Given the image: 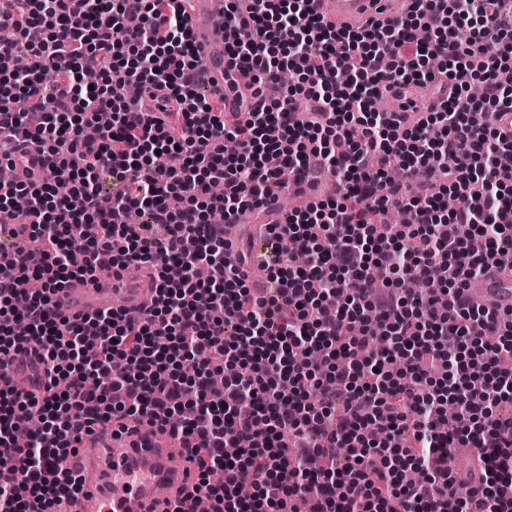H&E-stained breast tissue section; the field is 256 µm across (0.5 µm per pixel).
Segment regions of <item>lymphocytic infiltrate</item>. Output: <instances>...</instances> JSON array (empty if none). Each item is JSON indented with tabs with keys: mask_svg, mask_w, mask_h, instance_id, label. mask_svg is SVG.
Returning <instances> with one entry per match:
<instances>
[{
	"mask_svg": "<svg viewBox=\"0 0 512 512\" xmlns=\"http://www.w3.org/2000/svg\"><path fill=\"white\" fill-rule=\"evenodd\" d=\"M311 2L227 0L224 55L249 77L230 113L223 90L201 93L183 0L0 5V149L31 141L50 168L0 191V220L36 242L0 247L20 257L0 279V366L34 344L49 380L40 399L0 389V512H58L82 489L70 458L114 425L168 434L210 512H512V318L488 330L464 293L512 266V182L496 173L512 159L496 124L512 112V0H407L388 25L348 29ZM18 49L35 59L22 75ZM285 68L295 84L267 97ZM411 83L434 99L425 116L376 110ZM119 84L178 106L137 108ZM478 108L494 124L473 126ZM326 174L335 195L266 224L267 286L251 292L225 225ZM391 204L406 223L387 222ZM136 263L156 269L143 314L51 312L59 283ZM229 362L243 375L212 392Z\"/></svg>",
	"mask_w": 512,
	"mask_h": 512,
	"instance_id": "1",
	"label": "lymphocytic infiltrate"
}]
</instances>
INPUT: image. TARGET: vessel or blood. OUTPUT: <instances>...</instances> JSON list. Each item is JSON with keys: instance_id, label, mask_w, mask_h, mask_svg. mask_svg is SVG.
<instances>
[{"instance_id": "b4317fda", "label": "vessel or blood", "mask_w": 512, "mask_h": 512, "mask_svg": "<svg viewBox=\"0 0 512 512\" xmlns=\"http://www.w3.org/2000/svg\"><path fill=\"white\" fill-rule=\"evenodd\" d=\"M189 28L205 62L206 76L215 85L224 83V33L209 22L213 13L223 11L224 0H192ZM402 0H320L319 10L336 25H359L372 18L387 22L401 11ZM389 109L402 111L414 105L424 112L431 102L416 86L396 87L387 96ZM17 184L41 182L49 170L37 145H24L11 159ZM153 271L147 266H130L121 273L100 272L64 283L51 296L56 310L69 317H89L103 310L137 315L149 307L154 294ZM468 295L480 296L485 307L499 312L512 309V269L494 267L467 283ZM36 358L26 349L12 359L8 379L23 394H40L31 371ZM122 449L115 452L99 445L96 452L80 453L72 462L83 490L77 498L63 501L60 512H168L178 506L181 512H197L199 501L194 487L196 468L188 455L174 448L160 433L123 435Z\"/></svg>"}]
</instances>
